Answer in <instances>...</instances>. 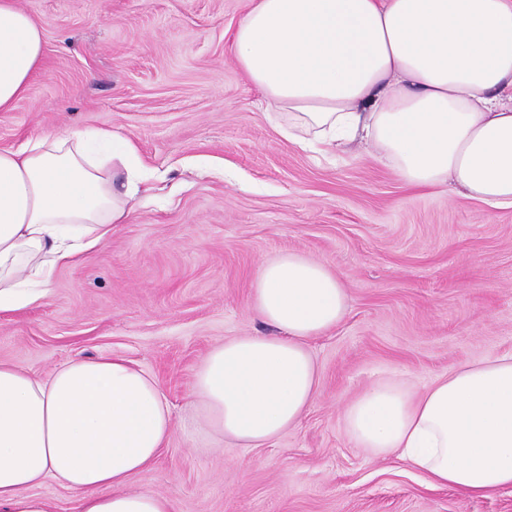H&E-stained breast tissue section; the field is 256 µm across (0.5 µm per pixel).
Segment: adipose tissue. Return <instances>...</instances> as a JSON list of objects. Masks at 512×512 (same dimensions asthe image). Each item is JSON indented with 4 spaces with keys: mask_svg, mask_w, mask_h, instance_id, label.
I'll use <instances>...</instances> for the list:
<instances>
[{
    "mask_svg": "<svg viewBox=\"0 0 512 512\" xmlns=\"http://www.w3.org/2000/svg\"><path fill=\"white\" fill-rule=\"evenodd\" d=\"M228 51L285 138L319 155L371 144L399 181L512 206V0H251ZM44 36L0 0V112L41 70ZM135 145L109 130H65L0 149V311L45 295L55 271L147 206ZM250 305L273 334L235 336L197 365L203 425L260 448L319 393L310 339L349 296L297 253L260 263ZM373 458L398 456L435 487L485 497L512 487V354L465 364L415 389L374 383L342 409ZM174 420L155 379L120 357L74 360L44 379L0 363V512H49L35 489L83 491L80 512H176L129 493Z\"/></svg>",
    "mask_w": 512,
    "mask_h": 512,
    "instance_id": "ef3b65f1",
    "label": "adipose tissue"
}]
</instances>
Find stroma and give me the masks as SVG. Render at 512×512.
Segmentation results:
<instances>
[{
    "label": "stroma",
    "mask_w": 512,
    "mask_h": 512,
    "mask_svg": "<svg viewBox=\"0 0 512 512\" xmlns=\"http://www.w3.org/2000/svg\"><path fill=\"white\" fill-rule=\"evenodd\" d=\"M41 27L43 70L0 112V149L83 127L137 146L152 202L75 264L45 298L0 312V362L40 378L119 355L151 374L174 430L130 492L177 512H512L427 485L348 438L343 407L382 378L425 387L512 351V208L410 189L354 145L319 159L285 139L227 51L249 0H16ZM293 251L338 275L344 319L309 346L320 392L261 448L199 425L197 364L262 330L250 308L260 261Z\"/></svg>",
    "instance_id": "35a3bbf8"
}]
</instances>
